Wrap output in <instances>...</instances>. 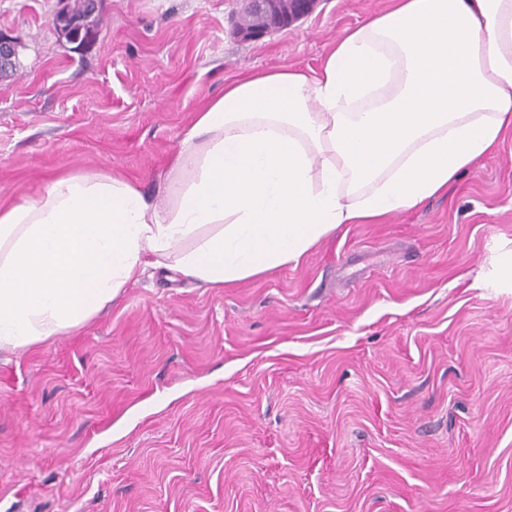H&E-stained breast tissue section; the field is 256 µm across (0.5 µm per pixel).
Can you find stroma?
Masks as SVG:
<instances>
[{
  "mask_svg": "<svg viewBox=\"0 0 512 512\" xmlns=\"http://www.w3.org/2000/svg\"><path fill=\"white\" fill-rule=\"evenodd\" d=\"M389 0H315L259 38L243 0H0V205L67 172L151 197L225 77L318 67ZM0 512H512V135L446 194L345 224L223 288L161 267L0 361Z\"/></svg>",
  "mask_w": 512,
  "mask_h": 512,
  "instance_id": "35a3bbf8",
  "label": "stroma"
}]
</instances>
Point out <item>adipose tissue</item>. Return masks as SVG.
Returning <instances> with one entry per match:
<instances>
[{"instance_id":"obj_1","label":"adipose tissue","mask_w":512,"mask_h":512,"mask_svg":"<svg viewBox=\"0 0 512 512\" xmlns=\"http://www.w3.org/2000/svg\"><path fill=\"white\" fill-rule=\"evenodd\" d=\"M510 133L512 0H392L319 67L226 80L165 200L97 171L0 206V352L80 327L169 260L210 288L299 264L340 225L447 192Z\"/></svg>"}]
</instances>
